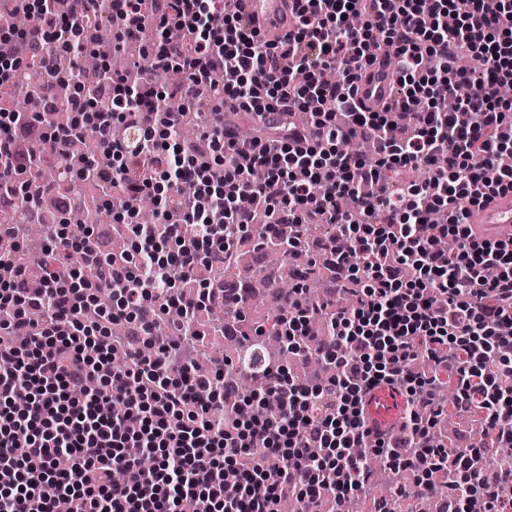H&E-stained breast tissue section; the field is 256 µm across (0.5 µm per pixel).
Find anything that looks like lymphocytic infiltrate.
I'll return each instance as SVG.
<instances>
[{
	"instance_id": "obj_1",
	"label": "lymphocytic infiltrate",
	"mask_w": 512,
	"mask_h": 512,
	"mask_svg": "<svg viewBox=\"0 0 512 512\" xmlns=\"http://www.w3.org/2000/svg\"><path fill=\"white\" fill-rule=\"evenodd\" d=\"M24 32L0 34V196L40 206L51 186L31 179L37 156L94 184L105 206L128 210L165 187L154 224L127 223L132 253L99 260L90 281L76 277L72 252H94L84 228L52 234L41 286L0 257V512H279L283 497L313 512L322 486L336 489L337 512L364 494L371 474L355 449L386 456L391 467L418 471L402 496L427 498L438 488L420 466L462 474L445 512H512V473L483 463V449L439 447L431 439L448 411L481 414L487 434L512 446V394L496 373H512V241L477 236L474 211L512 193V171L497 167L512 150V0H288L287 37H268L242 0H38ZM121 18L116 44L157 35L145 49L158 69L184 81L170 96L193 100L209 87L213 108L196 141L179 138L181 117L156 112L151 78L130 80L98 68L81 85L98 87L87 126L107 162L75 157L73 130L44 127L20 145L34 116L13 110L7 90L31 69L47 86L61 83L54 53L99 49L106 21ZM25 40L26 58L11 46ZM145 39V38H144ZM387 46L396 95L383 110L355 93L374 52ZM342 77L327 80V69ZM277 114L260 134L224 128V110ZM137 132L121 137V127ZM306 140L296 151L293 141ZM350 139L373 146L366 161L341 152ZM427 166L420 183L395 184L400 169ZM224 170L213 181V168ZM249 195L267 212L261 249L305 248L351 287L350 306L311 300L304 288L284 293L270 329L289 349L332 364L333 382L292 381L284 367L244 396L223 361L198 374L172 339L192 335L202 306L224 308V333H238L247 287L223 279L197 282L200 269L228 264L253 217ZM448 221L434 238L421 227L431 212ZM326 224V240L303 237ZM449 237L457 249L438 248ZM167 278L159 294L156 277ZM182 314L170 339L154 337L157 314ZM325 319L326 341L310 324ZM132 327L113 335L114 323ZM126 351L113 366V349ZM431 369L414 374L417 356ZM454 383L452 403L436 386ZM386 383L407 396L397 435L374 430L365 399ZM240 476L224 492V473Z\"/></svg>"
}]
</instances>
